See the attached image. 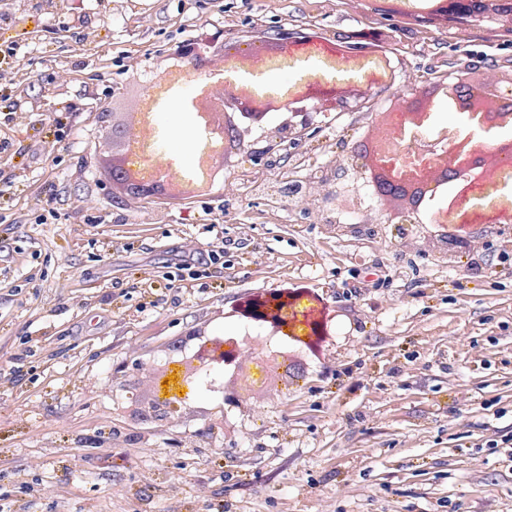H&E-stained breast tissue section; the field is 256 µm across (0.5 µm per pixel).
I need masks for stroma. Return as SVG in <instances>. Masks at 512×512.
Here are the masks:
<instances>
[{
    "instance_id": "stroma-1",
    "label": "stroma",
    "mask_w": 512,
    "mask_h": 512,
    "mask_svg": "<svg viewBox=\"0 0 512 512\" xmlns=\"http://www.w3.org/2000/svg\"><path fill=\"white\" fill-rule=\"evenodd\" d=\"M425 0H0V504L13 512H512V244L477 240L493 264L401 237L349 153L381 112L318 113L315 140L274 136L287 112L225 147L210 193L197 94L171 50L251 34L223 57L234 96L286 103L327 81L390 100L392 67L512 83L494 22L419 27ZM286 24L312 42L264 40ZM375 28L389 53H348L333 33ZM163 79H155L157 68ZM22 112H15L16 104ZM126 115L176 170L170 204L125 198L104 171L106 116ZM325 178L310 204L268 208L257 183L297 159ZM199 258L195 272L177 264ZM304 291L329 333L284 349L290 376L252 366L238 405L197 387L168 428L137 362L177 357L193 331L241 336L248 297ZM205 496H198V487Z\"/></svg>"
}]
</instances>
